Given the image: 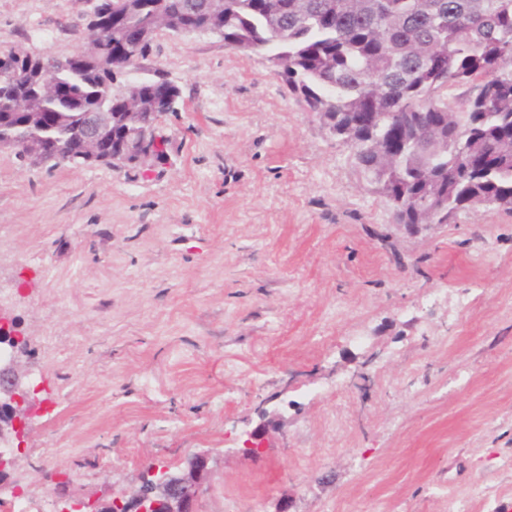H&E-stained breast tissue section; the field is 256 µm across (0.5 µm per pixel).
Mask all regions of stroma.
Returning a JSON list of instances; mask_svg holds the SVG:
<instances>
[{"mask_svg": "<svg viewBox=\"0 0 512 512\" xmlns=\"http://www.w3.org/2000/svg\"><path fill=\"white\" fill-rule=\"evenodd\" d=\"M87 10L0 0V45L71 55ZM146 64L180 90L149 177L0 150L40 371L16 486L60 512L206 453L197 512H507L512 215L394 223L264 54L163 32Z\"/></svg>", "mask_w": 512, "mask_h": 512, "instance_id": "1", "label": "stroma"}]
</instances>
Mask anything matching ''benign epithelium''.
Segmentation results:
<instances>
[{"instance_id":"benign-epithelium-1","label":"benign epithelium","mask_w":512,"mask_h":512,"mask_svg":"<svg viewBox=\"0 0 512 512\" xmlns=\"http://www.w3.org/2000/svg\"><path fill=\"white\" fill-rule=\"evenodd\" d=\"M111 11L108 32L112 39L106 47L111 62L120 68H111L112 75L118 77L141 64V57L131 50L132 43L141 46L150 43L160 32L176 30L173 20L167 17L162 3H157L154 13L147 17L138 28L135 41L126 36L127 16ZM55 59H32L29 74L36 78H47L54 70ZM111 124L108 112H86L80 118L79 136L67 148L56 144L54 157L66 160L71 153L79 154L84 162H106L112 167L129 163L135 156L139 168L147 174L154 170L151 161L153 149L159 142L149 143L143 136L130 144H124L111 154L104 153L102 140ZM49 141L18 139L9 148L19 157L32 161L40 156ZM24 340L17 332L15 318L0 310V494L11 489L10 469L15 460V449L19 448L26 434L28 420L37 412L36 400L32 397V387L36 377L31 361L22 356L19 344ZM209 458L203 453L194 455V461L187 469L172 474L152 466L142 473L130 489L112 497L118 512H195L203 481L209 474Z\"/></svg>"}]
</instances>
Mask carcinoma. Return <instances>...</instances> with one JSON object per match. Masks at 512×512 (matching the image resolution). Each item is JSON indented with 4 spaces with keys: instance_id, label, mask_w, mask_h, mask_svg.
<instances>
[{
    "instance_id": "1",
    "label": "carcinoma",
    "mask_w": 512,
    "mask_h": 512,
    "mask_svg": "<svg viewBox=\"0 0 512 512\" xmlns=\"http://www.w3.org/2000/svg\"><path fill=\"white\" fill-rule=\"evenodd\" d=\"M137 27L156 0H131ZM181 34L267 55L307 112L336 128L396 224H454L473 206L512 213V0H168ZM76 53L43 96L20 73L0 74V132H23L13 107L30 96L59 115L57 135L75 136L90 109L129 112L123 91ZM128 80L145 99L161 74L141 66Z\"/></svg>"
}]
</instances>
